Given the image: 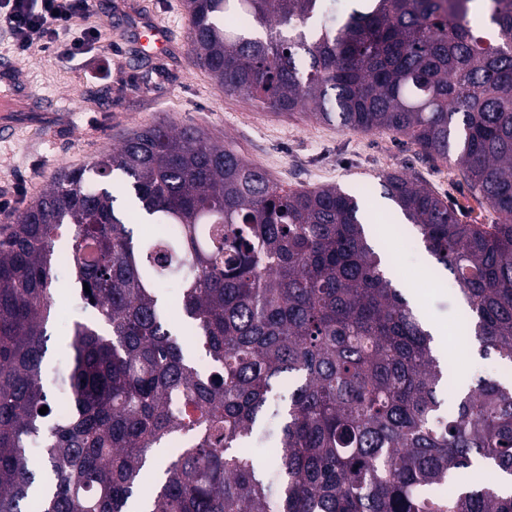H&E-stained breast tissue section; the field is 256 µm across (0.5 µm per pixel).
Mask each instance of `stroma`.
Wrapping results in <instances>:
<instances>
[{
    "label": "stroma",
    "instance_id": "obj_1",
    "mask_svg": "<svg viewBox=\"0 0 512 512\" xmlns=\"http://www.w3.org/2000/svg\"><path fill=\"white\" fill-rule=\"evenodd\" d=\"M85 24L111 40V49H92L81 65L37 51L16 60L30 74L37 98L11 137L0 141V193L12 200L10 210L0 212V224L11 223L16 209L36 199L61 169L83 167L131 130L192 125L231 145L280 185L337 184L365 192L363 206L375 224L374 243L387 260V275L401 292L421 289L426 316L448 328L455 352L442 398L455 402L460 389L480 376L512 384V369L495 356L461 347L465 303L451 279L432 283L435 260L381 192V176L398 172L445 196L462 222L492 223V210L458 184L451 163L421 160L415 146L386 133L341 129L303 112L278 114L225 94L191 62L184 0H95ZM148 25L170 31L167 49H141L135 33Z\"/></svg>",
    "mask_w": 512,
    "mask_h": 512
}]
</instances>
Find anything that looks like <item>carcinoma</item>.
<instances>
[{"mask_svg": "<svg viewBox=\"0 0 512 512\" xmlns=\"http://www.w3.org/2000/svg\"><path fill=\"white\" fill-rule=\"evenodd\" d=\"M185 7L192 63L225 93L454 161L494 223L400 173L381 186L480 354L512 366V0H351L339 25L324 0ZM364 220L340 187L284 189L193 126L58 173L0 225V512H512L495 479L436 494L478 463L512 476V386L481 377L443 409L434 338ZM61 265L81 312L48 383Z\"/></svg>", "mask_w": 512, "mask_h": 512, "instance_id": "1", "label": "carcinoma"}]
</instances>
